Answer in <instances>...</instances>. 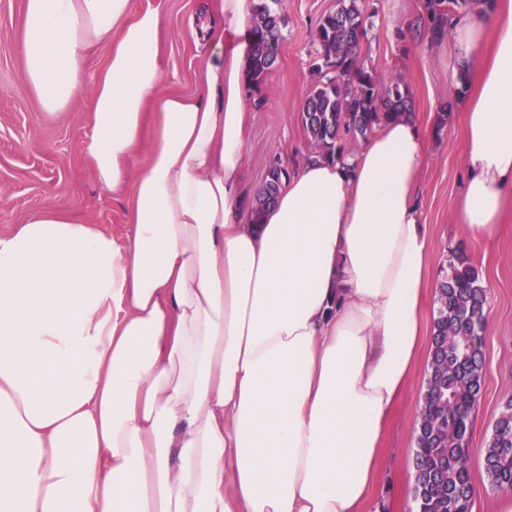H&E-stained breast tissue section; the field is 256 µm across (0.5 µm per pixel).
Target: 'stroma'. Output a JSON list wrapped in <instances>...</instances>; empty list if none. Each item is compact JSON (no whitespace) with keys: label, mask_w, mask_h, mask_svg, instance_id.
I'll return each instance as SVG.
<instances>
[{"label":"stroma","mask_w":512,"mask_h":512,"mask_svg":"<svg viewBox=\"0 0 512 512\" xmlns=\"http://www.w3.org/2000/svg\"><path fill=\"white\" fill-rule=\"evenodd\" d=\"M158 9L163 24L159 48L164 77L159 96H193L202 90L207 51L190 33L203 0H132L133 10ZM336 0H282L286 24L273 71L259 87L247 89V137L241 178L248 196L262 187L269 164L293 167L314 149L300 121L303 104L316 83L312 63L318 53L316 26ZM376 25L361 49L367 69L381 78H402L413 95L415 118L432 132L421 175L419 207L428 226L432 267L448 264L464 249L487 290L484 380L473 412L469 438L473 483L478 489L471 512H495L497 494L484 471L482 450L512 395V208L503 216L494 242L475 245L457 222L466 177L463 128L455 107L457 80L451 65L454 39L441 42L410 33L424 0H365ZM24 0H0V233L53 211L97 225L119 243L129 233L131 186L103 190L88 160L91 132L90 84L107 59L109 46L95 45L88 58L87 84L67 110L46 111L28 82L20 31ZM428 362L420 360L390 419L379 475L382 512H409L414 473L410 466L413 426L426 385Z\"/></svg>","instance_id":"obj_1"}]
</instances>
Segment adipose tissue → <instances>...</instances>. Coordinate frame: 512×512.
<instances>
[{
  "mask_svg": "<svg viewBox=\"0 0 512 512\" xmlns=\"http://www.w3.org/2000/svg\"><path fill=\"white\" fill-rule=\"evenodd\" d=\"M158 10L25 0L28 81L66 110L87 51L99 185H131L124 244L41 212L0 235V512H378L380 449L426 340L427 132L383 125L300 163L261 223L240 173L249 53L209 46L203 91L161 100ZM467 177L491 242L512 200V0L454 26ZM151 150L133 162L147 120Z\"/></svg>",
  "mask_w": 512,
  "mask_h": 512,
  "instance_id": "adipose-tissue-1",
  "label": "adipose tissue"
}]
</instances>
